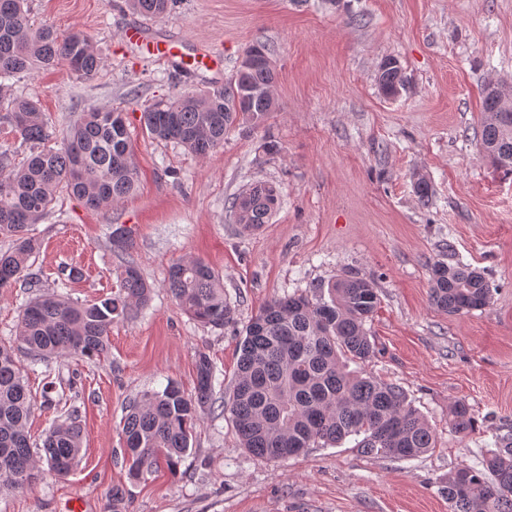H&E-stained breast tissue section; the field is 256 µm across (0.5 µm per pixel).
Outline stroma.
I'll return each instance as SVG.
<instances>
[{
    "label": "stroma",
    "mask_w": 512,
    "mask_h": 512,
    "mask_svg": "<svg viewBox=\"0 0 512 512\" xmlns=\"http://www.w3.org/2000/svg\"><path fill=\"white\" fill-rule=\"evenodd\" d=\"M35 24L90 35L106 66L92 78L59 67L0 94L39 100L50 147L84 110H125L139 190L122 203L85 208L59 193L33 233L40 249L30 270L52 290L64 269L81 270L67 291L80 302L111 295L116 270L133 259L152 286L149 305L113 323L110 354L32 362L20 355L34 397L53 383L57 407H39L27 430L42 442L58 409L76 408L83 428L79 463L30 487L0 491V512H110L112 487L127 512H450L441 491L448 471L477 463L512 434V176L482 154V93L490 80L512 83V0H179L161 19L125 0H28ZM140 26L149 38L189 41L210 51L211 69H182L208 90L231 79L243 52L266 43L277 79V109L265 127H234L201 158L155 141L140 123L144 105L169 95L172 63L123 42ZM401 63L407 84L384 97L379 63ZM279 145L266 154L267 140ZM433 185L429 204L414 192ZM256 179L281 187L269 224L242 233L232 198ZM123 230L122 239L111 233ZM199 258L223 278L236 324L213 329L176 306L165 282L170 265ZM463 262L492 290L481 310L450 315L430 301V268ZM348 271L373 278L380 304L368 325L376 346L368 373L401 386L436 435L411 459L368 456L346 439L282 460L239 446L220 405L202 415L176 469L131 478L120 422L128 402L167 382L196 384L197 352L218 380L231 382L243 328L274 298ZM465 401L467 435L451 432L448 409Z\"/></svg>",
    "instance_id": "obj_1"
}]
</instances>
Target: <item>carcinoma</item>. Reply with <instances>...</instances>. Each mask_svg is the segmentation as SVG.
<instances>
[{"label":"carcinoma","mask_w":512,"mask_h":512,"mask_svg":"<svg viewBox=\"0 0 512 512\" xmlns=\"http://www.w3.org/2000/svg\"><path fill=\"white\" fill-rule=\"evenodd\" d=\"M178 0H128L141 16L161 18ZM26 0H0V80H11L59 65L81 77L105 65L83 32H62L52 25H31ZM379 90L405 88L400 63H380ZM275 69L259 60L238 66L227 85L207 91L177 89L147 105L142 128L150 138L174 142L199 157L224 145L236 125H265L276 110L271 88ZM481 145L496 168L512 175V112L499 111L498 99L482 93ZM0 119L29 145L20 166L0 154V234L12 246L0 251V288L20 280L31 288L40 279L29 273L38 249L30 227L49 211L64 190L90 210L110 207L133 196L138 173L130 134L118 109H89L60 143L45 147L48 121L38 100L26 95L0 99ZM280 203L279 188L257 180L231 202L244 232L269 223ZM431 301L436 308L462 314L489 305L491 288L483 274L460 262L431 267ZM166 288L178 307L204 326L221 329L236 321V308L224 295L220 276L200 259L180 260L169 269ZM151 287L132 260L117 270V291L97 301L73 302L44 292L22 309L16 346H0V485L23 490L43 471L65 476L78 463L82 428L70 413L54 422L42 446L32 449L27 422L34 409L29 385L15 352L48 361L69 355L103 359L112 323L131 319L150 300ZM380 303L372 279L357 273L309 285L300 293L275 298L245 326L237 372L224 411L230 414L240 445L265 459L298 456L310 448L357 437L367 455L415 457L435 446L431 428L403 389L349 369L375 353L366 325ZM214 366L196 355V386L187 394L175 384L149 391L126 407L122 435L129 474L142 479L160 463L177 467L190 449L193 427L214 401ZM459 434L474 420L462 400L448 410ZM47 469H42V466ZM444 492L451 512H512V441L502 439L476 465L448 473Z\"/></svg>","instance_id":"obj_1"}]
</instances>
